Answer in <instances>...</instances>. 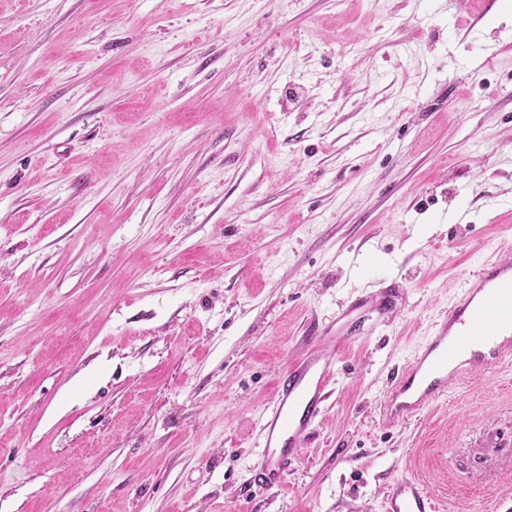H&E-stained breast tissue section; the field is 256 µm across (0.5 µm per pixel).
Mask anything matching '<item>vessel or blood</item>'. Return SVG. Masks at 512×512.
Returning a JSON list of instances; mask_svg holds the SVG:
<instances>
[{"mask_svg":"<svg viewBox=\"0 0 512 512\" xmlns=\"http://www.w3.org/2000/svg\"><path fill=\"white\" fill-rule=\"evenodd\" d=\"M386 314L384 301L374 294L360 296L337 315L345 321L353 312ZM350 342V333L328 337L314 331L312 349L281 374L276 392L262 419V463L254 469L252 484L269 490L282 486L297 459L303 438L326 409L329 383L339 362L319 344ZM512 359V262L490 260L473 276L449 305L431 336L413 360L391 379L383 403L382 420L394 424L417 416L425 405L448 391L452 365L484 370ZM382 512H440V505L423 483L409 476L393 478L382 501Z\"/></svg>","mask_w":512,"mask_h":512,"instance_id":"b4317fda","label":"vessel or blood"}]
</instances>
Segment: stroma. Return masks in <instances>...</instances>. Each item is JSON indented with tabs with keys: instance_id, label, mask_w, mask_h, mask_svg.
I'll use <instances>...</instances> for the list:
<instances>
[{
	"instance_id": "1",
	"label": "stroma",
	"mask_w": 512,
	"mask_h": 512,
	"mask_svg": "<svg viewBox=\"0 0 512 512\" xmlns=\"http://www.w3.org/2000/svg\"><path fill=\"white\" fill-rule=\"evenodd\" d=\"M512 222V0H0V512H512V365L380 423ZM284 484L281 370L367 286ZM387 304L384 303L381 299H378L374 294H366L360 296L345 305L341 311L336 316V324H339L346 320V318L353 312L356 311H364V312H376L379 315H385L389 312L387 308ZM440 507L423 483L405 475L388 483L382 501L383 512H439Z\"/></svg>"
}]
</instances>
